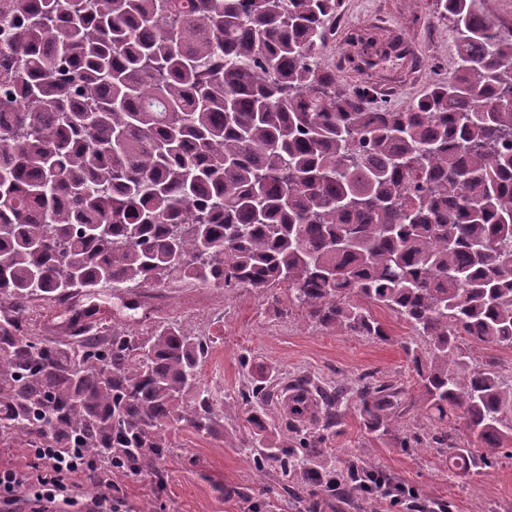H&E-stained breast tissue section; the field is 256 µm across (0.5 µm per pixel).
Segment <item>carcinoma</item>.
<instances>
[{
	"mask_svg": "<svg viewBox=\"0 0 512 512\" xmlns=\"http://www.w3.org/2000/svg\"><path fill=\"white\" fill-rule=\"evenodd\" d=\"M455 66L393 111L339 71L379 64L387 33L350 35L325 61L342 0H0V434L155 470L167 433H209L226 402L201 384L209 345L174 325L143 338L88 322L54 341L22 328L49 305L110 287L272 292L282 315L402 348L462 474L512 459V376L461 346L512 349V28L481 0H432ZM400 391L368 378L360 412L396 429ZM267 388L241 394L243 458L304 485L355 486L312 468L344 390L288 413L322 434L269 436Z\"/></svg>",
	"mask_w": 512,
	"mask_h": 512,
	"instance_id": "cac0c4a2",
	"label": "carcinoma"
}]
</instances>
